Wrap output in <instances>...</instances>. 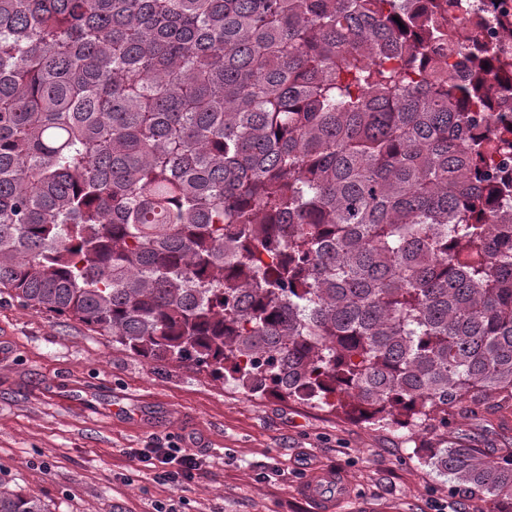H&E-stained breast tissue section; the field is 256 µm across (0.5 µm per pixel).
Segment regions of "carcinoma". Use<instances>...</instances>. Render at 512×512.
<instances>
[{
    "label": "carcinoma",
    "instance_id": "carcinoma-1",
    "mask_svg": "<svg viewBox=\"0 0 512 512\" xmlns=\"http://www.w3.org/2000/svg\"><path fill=\"white\" fill-rule=\"evenodd\" d=\"M458 0H0V293L370 426L494 505L512 448V54ZM399 21H394V18ZM496 460H487L488 455ZM0 512H48L0 482ZM448 419V439H453L458 429H463L479 444V448L512 447V411L505 412L501 420L493 422L492 427L464 410Z\"/></svg>",
    "mask_w": 512,
    "mask_h": 512
}]
</instances>
